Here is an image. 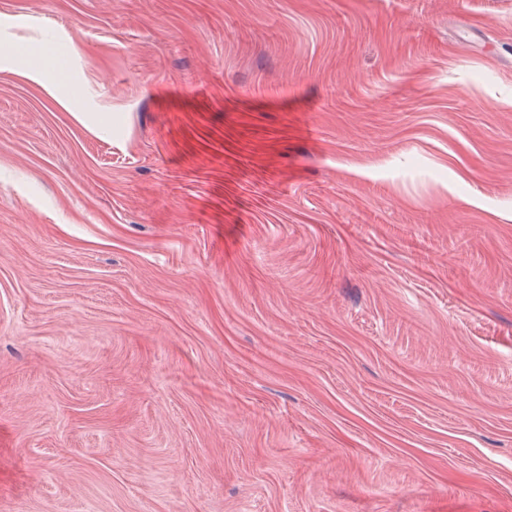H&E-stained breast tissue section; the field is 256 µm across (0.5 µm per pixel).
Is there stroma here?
Listing matches in <instances>:
<instances>
[{"instance_id":"35a3bbf8","label":"stroma","mask_w":512,"mask_h":512,"mask_svg":"<svg viewBox=\"0 0 512 512\" xmlns=\"http://www.w3.org/2000/svg\"><path fill=\"white\" fill-rule=\"evenodd\" d=\"M0 49V512H512V0H0Z\"/></svg>"}]
</instances>
